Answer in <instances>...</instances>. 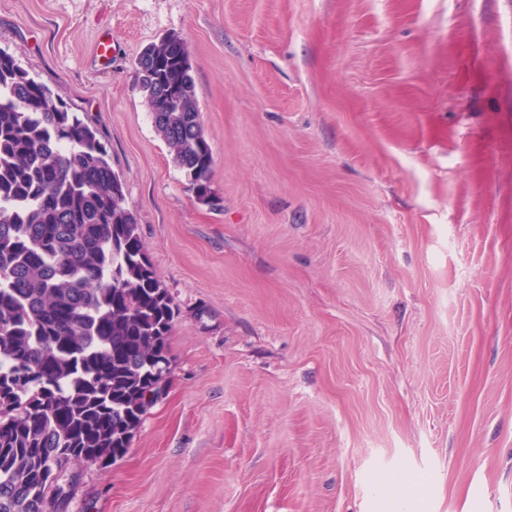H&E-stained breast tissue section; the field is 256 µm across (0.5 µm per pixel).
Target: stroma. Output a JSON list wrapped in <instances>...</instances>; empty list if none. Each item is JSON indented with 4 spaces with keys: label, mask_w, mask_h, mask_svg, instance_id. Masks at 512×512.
<instances>
[{
    "label": "stroma",
    "mask_w": 512,
    "mask_h": 512,
    "mask_svg": "<svg viewBox=\"0 0 512 512\" xmlns=\"http://www.w3.org/2000/svg\"><path fill=\"white\" fill-rule=\"evenodd\" d=\"M166 35L212 205L134 85ZM0 48L98 127L178 308L69 512H512V0H0Z\"/></svg>",
    "instance_id": "35a3bbf8"
}]
</instances>
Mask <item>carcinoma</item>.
Returning <instances> with one entry per match:
<instances>
[{
    "instance_id": "carcinoma-1",
    "label": "carcinoma",
    "mask_w": 512,
    "mask_h": 512,
    "mask_svg": "<svg viewBox=\"0 0 512 512\" xmlns=\"http://www.w3.org/2000/svg\"><path fill=\"white\" fill-rule=\"evenodd\" d=\"M135 86L212 203L184 42L147 46ZM176 312L98 129L0 50V512H67L70 464L125 455L162 393Z\"/></svg>"
}]
</instances>
